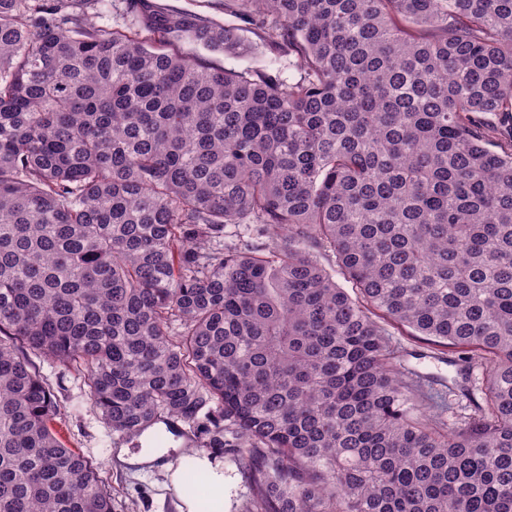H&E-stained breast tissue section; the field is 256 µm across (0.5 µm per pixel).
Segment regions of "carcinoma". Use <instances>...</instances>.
I'll return each instance as SVG.
<instances>
[{"instance_id":"cac0c4a2","label":"carcinoma","mask_w":512,"mask_h":512,"mask_svg":"<svg viewBox=\"0 0 512 512\" xmlns=\"http://www.w3.org/2000/svg\"><path fill=\"white\" fill-rule=\"evenodd\" d=\"M106 2L0 0V512H113L36 357L247 512H512V0ZM244 31L273 67L175 50ZM385 323L483 364L471 414ZM170 9L191 11L201 15L213 16L224 22V13L215 9V0H156Z\"/></svg>"}]
</instances>
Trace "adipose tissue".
Listing matches in <instances>:
<instances>
[{
    "label": "adipose tissue",
    "instance_id": "obj_1",
    "mask_svg": "<svg viewBox=\"0 0 512 512\" xmlns=\"http://www.w3.org/2000/svg\"><path fill=\"white\" fill-rule=\"evenodd\" d=\"M115 457L134 469L156 465L161 469L167 483L179 485L186 466H193L203 475L211 489L208 512H224V459L196 448H141L139 453L129 449H117Z\"/></svg>",
    "mask_w": 512,
    "mask_h": 512
}]
</instances>
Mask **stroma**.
I'll list each match as a JSON object with an SVG mask.
<instances>
[{
  "label": "stroma",
  "mask_w": 512,
  "mask_h": 512,
  "mask_svg": "<svg viewBox=\"0 0 512 512\" xmlns=\"http://www.w3.org/2000/svg\"><path fill=\"white\" fill-rule=\"evenodd\" d=\"M391 346L409 371L447 382L455 370L448 364L447 349L427 344L392 329ZM41 374L53 388L61 408L55 428L70 447L101 466L112 487L114 512H175L170 489L159 472L135 475L115 458L116 449L126 442L110 435L98 411L83 399V381L77 372H61L59 367L41 363Z\"/></svg>",
  "instance_id": "obj_1"
}]
</instances>
